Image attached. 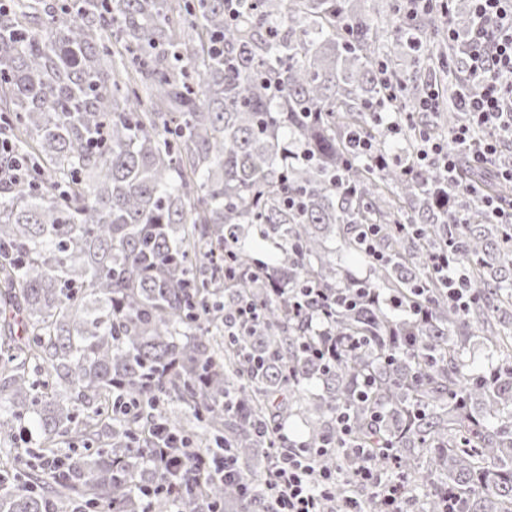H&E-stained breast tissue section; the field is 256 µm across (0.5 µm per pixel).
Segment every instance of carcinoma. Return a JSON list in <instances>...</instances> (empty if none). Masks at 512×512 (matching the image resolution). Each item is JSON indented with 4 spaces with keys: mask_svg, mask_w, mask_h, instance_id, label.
Returning a JSON list of instances; mask_svg holds the SVG:
<instances>
[{
    "mask_svg": "<svg viewBox=\"0 0 512 512\" xmlns=\"http://www.w3.org/2000/svg\"><path fill=\"white\" fill-rule=\"evenodd\" d=\"M224 2L0 0V112L28 165L16 182L0 157V512H273L261 428L297 418L316 448L341 409L426 512L450 489L458 512H512V227L485 214L466 157L452 182L394 160L441 70L472 86L460 43L426 52L446 34L428 16L403 30L398 0L380 19L365 0H239L234 23ZM450 9L468 34L471 0ZM376 112L406 113L399 136ZM363 224L390 262L359 250ZM449 246L465 313L430 274ZM311 284L372 294L325 324L365 340L329 369L304 349L317 313L288 304ZM242 300L252 330L233 326ZM119 395L146 405L119 413ZM156 422L230 446L241 480L187 471L145 500L170 482ZM358 496L338 480L324 510Z\"/></svg>",
    "mask_w": 512,
    "mask_h": 512,
    "instance_id": "1",
    "label": "carcinoma"
}]
</instances>
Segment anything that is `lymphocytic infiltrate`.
Instances as JSON below:
<instances>
[{
    "instance_id": "1",
    "label": "lymphocytic infiltrate",
    "mask_w": 512,
    "mask_h": 512,
    "mask_svg": "<svg viewBox=\"0 0 512 512\" xmlns=\"http://www.w3.org/2000/svg\"><path fill=\"white\" fill-rule=\"evenodd\" d=\"M473 7L468 67L480 90L457 99L458 108L468 114L467 122L451 129L444 139L421 132L420 148L413 158L415 164L438 167L451 177L456 175L461 157L485 167L500 161L505 144L512 143V0H473ZM430 267L447 290L449 306L466 312L475 300L466 268L458 265L454 253L445 250L433 254ZM366 295L362 288L350 295L309 285L299 289L292 307L300 310L317 305L321 317L327 319L336 308L355 306ZM269 433L279 445L271 450L265 490L275 500L277 512H323V500L333 494L340 479L370 490L376 512H408L410 498L404 487L384 479L374 466L316 471L310 464L311 450L291 440L281 425H274ZM153 455L156 464L171 475L183 459L204 477L230 479L237 475V461L231 454L220 456L191 447L170 431L165 432Z\"/></svg>"
}]
</instances>
